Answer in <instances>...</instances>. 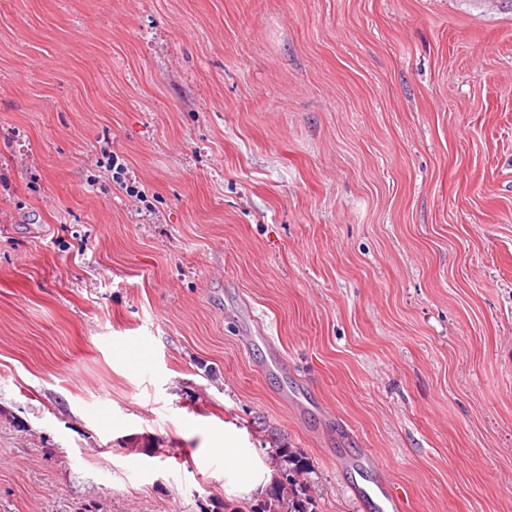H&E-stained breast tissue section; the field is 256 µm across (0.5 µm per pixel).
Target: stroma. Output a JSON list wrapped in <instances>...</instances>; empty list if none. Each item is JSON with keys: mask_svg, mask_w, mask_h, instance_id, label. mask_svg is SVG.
Masks as SVG:
<instances>
[{"mask_svg": "<svg viewBox=\"0 0 512 512\" xmlns=\"http://www.w3.org/2000/svg\"><path fill=\"white\" fill-rule=\"evenodd\" d=\"M292 458L310 512H512V14L0 0V512ZM119 354L125 358L128 366L134 371H142L151 364V355L145 346L136 338H128L119 345ZM220 447L210 448L209 451L212 454L216 450L223 451L215 456H224V488L228 487L231 491L250 495L263 489L269 482L270 469L256 449L243 448L234 429H224V448Z\"/></svg>", "mask_w": 512, "mask_h": 512, "instance_id": "stroma-1", "label": "stroma"}]
</instances>
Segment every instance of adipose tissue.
I'll return each mask as SVG.
<instances>
[{"label":"adipose tissue","mask_w":512,"mask_h":512,"mask_svg":"<svg viewBox=\"0 0 512 512\" xmlns=\"http://www.w3.org/2000/svg\"><path fill=\"white\" fill-rule=\"evenodd\" d=\"M224 485L231 491L248 495L265 487L270 470L256 449L243 447L234 429L224 431Z\"/></svg>","instance_id":"1"}]
</instances>
